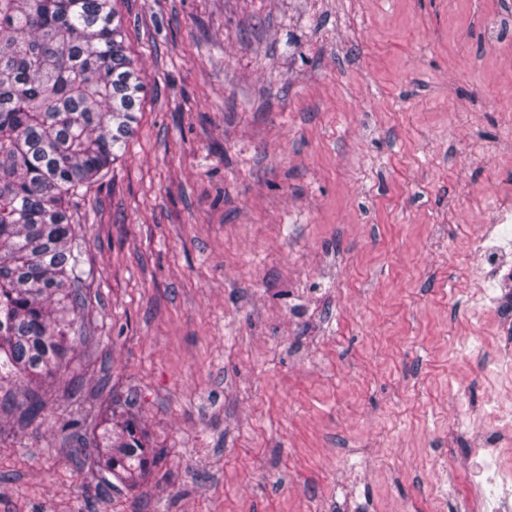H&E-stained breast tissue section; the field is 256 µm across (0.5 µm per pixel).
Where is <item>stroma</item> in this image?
<instances>
[{"mask_svg": "<svg viewBox=\"0 0 512 512\" xmlns=\"http://www.w3.org/2000/svg\"><path fill=\"white\" fill-rule=\"evenodd\" d=\"M142 107L0 512H457L512 308V0H120ZM158 448L113 485L77 420Z\"/></svg>", "mask_w": 512, "mask_h": 512, "instance_id": "stroma-1", "label": "stroma"}]
</instances>
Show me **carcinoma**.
I'll use <instances>...</instances> for the list:
<instances>
[{
	"mask_svg": "<svg viewBox=\"0 0 512 512\" xmlns=\"http://www.w3.org/2000/svg\"><path fill=\"white\" fill-rule=\"evenodd\" d=\"M116 0H0V382L40 414L81 290L71 208L123 156L142 82ZM103 468L136 485L156 460L129 420H107Z\"/></svg>",
	"mask_w": 512,
	"mask_h": 512,
	"instance_id": "cac0c4a2",
	"label": "carcinoma"
}]
</instances>
